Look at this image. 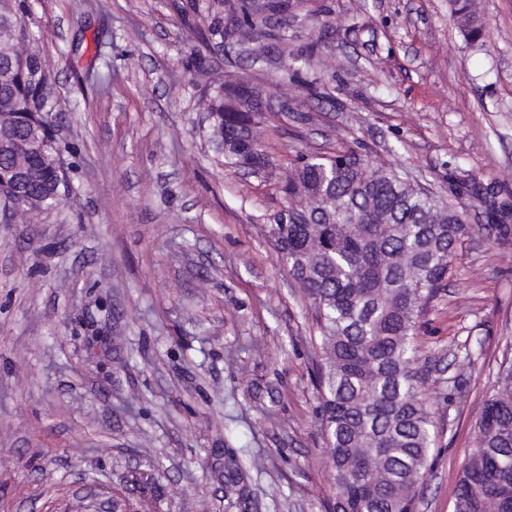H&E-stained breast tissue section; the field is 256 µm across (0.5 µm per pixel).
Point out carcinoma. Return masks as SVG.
Listing matches in <instances>:
<instances>
[{"instance_id": "1", "label": "carcinoma", "mask_w": 512, "mask_h": 512, "mask_svg": "<svg viewBox=\"0 0 512 512\" xmlns=\"http://www.w3.org/2000/svg\"><path fill=\"white\" fill-rule=\"evenodd\" d=\"M469 43L485 26L475 0H451ZM283 0H188L184 16L200 19L204 48L228 37L248 44L283 40L268 12ZM28 0H0V201L13 202V179L27 175L20 210L37 217L69 196L49 115L53 72L23 17ZM19 44L25 57L16 55ZM245 86L218 82L204 103L209 138L237 169L255 153L269 165L253 135ZM464 180L446 200L414 186L392 169L373 166L347 149L334 156L297 155L283 187L288 223L268 233L288 273L313 303L312 345L321 400V430L334 494L331 512H409L423 484L434 424L415 368L416 327L448 277L451 258L475 234L512 248L509 212L491 209L494 223H466ZM483 400L476 445L457 488L454 512H512V364Z\"/></svg>"}]
</instances>
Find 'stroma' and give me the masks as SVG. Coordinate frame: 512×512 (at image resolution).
I'll return each mask as SVG.
<instances>
[{
  "label": "stroma",
  "mask_w": 512,
  "mask_h": 512,
  "mask_svg": "<svg viewBox=\"0 0 512 512\" xmlns=\"http://www.w3.org/2000/svg\"><path fill=\"white\" fill-rule=\"evenodd\" d=\"M177 0H30L74 203L0 223V512H326L311 303L267 233L296 154L361 148L439 194L466 172L512 204V0L482 46L448 0H294L269 62L203 68ZM321 43L307 84L284 57ZM109 77L99 88L97 76ZM275 88L263 173L225 170L216 80ZM436 429L414 512H453L475 411L512 362V259L459 246L421 317Z\"/></svg>",
  "instance_id": "35a3bbf8"
}]
</instances>
